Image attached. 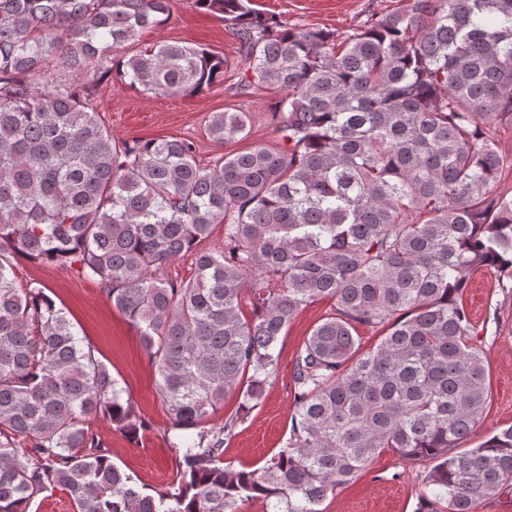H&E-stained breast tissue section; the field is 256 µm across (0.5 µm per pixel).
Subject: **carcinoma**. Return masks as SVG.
<instances>
[{"label":"carcinoma","instance_id":"obj_1","mask_svg":"<svg viewBox=\"0 0 512 512\" xmlns=\"http://www.w3.org/2000/svg\"><path fill=\"white\" fill-rule=\"evenodd\" d=\"M235 31L238 57L179 43L124 53L169 0H0V512L46 492L75 512H323L390 450L429 461L419 512H476L512 491V424L473 448L490 381L463 294L512 275V198L496 128L512 124V0H409L346 32L251 0H194ZM244 67L235 92L277 89L286 146L204 167L185 139L112 138L90 83L196 93ZM214 112L207 137L249 136ZM222 227L223 244L203 243ZM192 260L187 280L167 266ZM95 279L140 329L171 428L164 490L112 462L95 415L136 443L126 390L15 258ZM333 302L297 349L286 446L259 470L224 462V435L263 399L283 331ZM362 328L380 341L360 351ZM231 395L238 410L212 417Z\"/></svg>","mask_w":512,"mask_h":512}]
</instances>
